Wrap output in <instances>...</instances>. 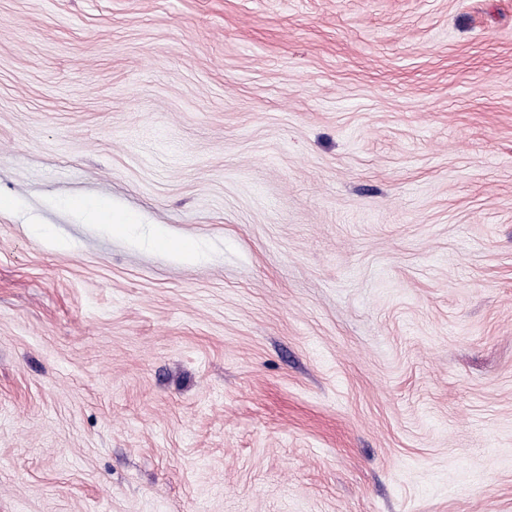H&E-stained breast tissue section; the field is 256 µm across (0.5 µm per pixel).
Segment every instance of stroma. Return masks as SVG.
Returning <instances> with one entry per match:
<instances>
[{
    "instance_id": "35a3bbf8",
    "label": "stroma",
    "mask_w": 512,
    "mask_h": 512,
    "mask_svg": "<svg viewBox=\"0 0 512 512\" xmlns=\"http://www.w3.org/2000/svg\"><path fill=\"white\" fill-rule=\"evenodd\" d=\"M0 196V512H512V0H0ZM68 207L78 213L85 224H103L106 222V212L97 199L69 200ZM162 244L171 252L175 257L189 262L199 261L203 253L198 244L192 241L172 240L163 237Z\"/></svg>"
}]
</instances>
